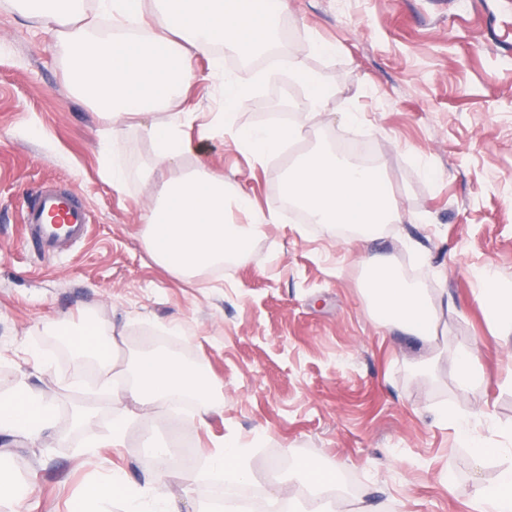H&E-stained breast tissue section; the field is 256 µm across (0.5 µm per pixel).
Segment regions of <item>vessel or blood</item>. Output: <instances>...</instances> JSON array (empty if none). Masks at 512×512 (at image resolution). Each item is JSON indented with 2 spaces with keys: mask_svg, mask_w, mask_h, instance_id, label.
Instances as JSON below:
<instances>
[{
  "mask_svg": "<svg viewBox=\"0 0 512 512\" xmlns=\"http://www.w3.org/2000/svg\"><path fill=\"white\" fill-rule=\"evenodd\" d=\"M29 244L61 252L88 235L90 219L78 196L52 186L40 189L22 211Z\"/></svg>",
  "mask_w": 512,
  "mask_h": 512,
  "instance_id": "vessel-or-blood-1",
  "label": "vessel or blood"
}]
</instances>
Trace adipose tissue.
<instances>
[{"mask_svg": "<svg viewBox=\"0 0 512 512\" xmlns=\"http://www.w3.org/2000/svg\"><path fill=\"white\" fill-rule=\"evenodd\" d=\"M135 0H98L100 11L111 18L108 34L87 18L88 0H27L29 21L49 28L72 20L73 25L58 45L67 60L74 95L87 102L104 121L121 126L133 116L150 115L143 133L155 144V158L142 176L157 185L153 200L141 211L143 242L151 259L178 277H190L213 267L243 258L250 245L261 238L267 225L278 223L274 211L253 206L250 196L229 189L223 173L199 165L195 173L181 171L188 148L184 129L198 125L208 139L234 129L240 149L263 162L286 143H308L309 148L289 169L281 192L304 209L313 223L342 228L341 240L349 245L380 234L389 224L413 223L396 202L378 167L364 166L338 156L322 136V116L335 91L309 72L302 61L293 60L295 80L304 97L295 109L297 121L259 128L236 125L237 110L251 97L249 86L234 78L224 81V109L200 122L198 106L172 111L174 101L185 100L196 81L193 59L229 44L244 57L266 50L273 41L267 17L255 0H149L139 9ZM166 112L157 120L158 112ZM371 268L366 296L383 326H397L420 339H427L438 321L437 308L424 288L405 279L377 257ZM486 305L504 334L512 333V291L500 288L495 274L478 275ZM70 342L76 362L92 359L110 367L117 338L102 339L95 324H86ZM133 381L112 394L113 400L138 399L158 408L172 399L189 395L196 400L194 418L203 421L215 408L203 361L187 364L164 353L140 357L132 371ZM49 403L31 388L0 397V433H22L34 438L50 428ZM477 461L501 460L495 482L477 485L472 496L474 512H512V448L493 442H474ZM228 483H241L249 472L238 449L214 457L211 472ZM211 472L192 468L178 475L193 492L202 491ZM167 472L152 483L129 491L124 474L112 471L85 491L84 504L92 512H108L112 501L124 504V512H178L165 495Z\"/></svg>", "mask_w": 512, "mask_h": 512, "instance_id": "adipose-tissue-1", "label": "adipose tissue"}]
</instances>
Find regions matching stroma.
Segmentation results:
<instances>
[{
  "label": "stroma",
  "instance_id": "obj_1",
  "mask_svg": "<svg viewBox=\"0 0 512 512\" xmlns=\"http://www.w3.org/2000/svg\"><path fill=\"white\" fill-rule=\"evenodd\" d=\"M284 21L281 57L336 89L325 139H367L417 221L346 246L335 228L288 216L243 261L186 280L143 246L138 212L155 194L140 178L150 140L134 120L113 133L73 95L55 34L0 0V396L29 387L54 413L39 438L0 434V462L32 485L29 512H72L113 469L139 489L165 468L156 449L178 453L183 438L201 467L222 445L246 450L267 497L278 484L298 499L304 463L357 483L359 496L333 512H473L474 485L496 479L499 459L476 462L451 418L471 417L476 436L492 424L512 429V338L484 308L476 278L488 268L512 289V0H290ZM316 43L336 51L313 53ZM218 54L222 69L197 61L192 98L203 109L220 101L225 75L249 82L263 68L239 127L266 125L264 111L299 101L301 88L288 70H269L268 57L243 65ZM347 112L359 121H344ZM187 136L186 169L206 163L259 208H281L288 161L254 166L231 135ZM110 155L127 171L119 191L103 175ZM48 184L74 187L90 216L86 240L51 255L19 233L25 200ZM371 256L427 289L439 318L431 341L377 324L362 292ZM87 322L122 336L111 371L78 366L48 341L52 329ZM461 346L485 373L466 392L453 363ZM151 351L203 360L224 401L201 425L184 406L125 399V443L109 447L114 404L95 389ZM79 406L93 410L89 425L76 424Z\"/></svg>",
  "mask_w": 512,
  "mask_h": 512
}]
</instances>
